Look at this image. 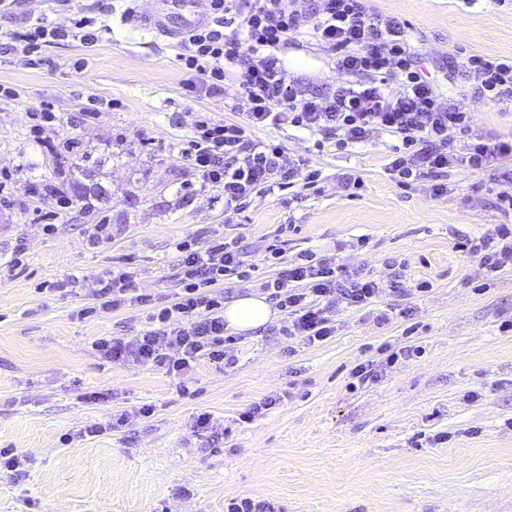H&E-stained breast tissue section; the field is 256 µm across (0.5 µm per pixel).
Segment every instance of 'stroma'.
<instances>
[{
  "label": "stroma",
  "mask_w": 512,
  "mask_h": 512,
  "mask_svg": "<svg viewBox=\"0 0 512 512\" xmlns=\"http://www.w3.org/2000/svg\"><path fill=\"white\" fill-rule=\"evenodd\" d=\"M411 29L421 67L444 100L471 113L486 139L512 136V104L477 95L462 74L473 54L512 56V0H362ZM95 44L50 48L54 65L27 69L0 62V177L18 174L21 189L0 205V448L28 457L14 484L0 475V512H17L19 494L39 512H224L233 497L267 500L279 512H512V271L485 276L459 248L507 222L497 192L512 188V158L473 173L449 167L448 192L428 182L404 189L386 174L393 139L375 133L351 152H319L307 131L261 130L304 159L294 187L255 195L242 215L226 220L217 191L182 148L186 113H232L220 99L183 93L176 45L121 17ZM86 58L84 74L65 64ZM280 57L303 89L348 82L333 53L313 41L292 42ZM114 100L83 121L87 98ZM51 103L62 122L43 142L30 134L28 109ZM78 141L87 157L84 184L95 209L70 207L54 231L41 217L51 197L24 191L32 181L71 192ZM319 178L306 188L309 170ZM364 186L346 190V179ZM106 221L111 241L89 244V225ZM233 241L253 260L281 241L287 258L315 251L347 270L364 269L395 282L381 305L409 307L412 320L379 326L363 310L336 314V333L307 345L288 336V312L274 309L265 326L238 332L227 352L234 364L200 361L188 393L176 377L149 366H121L92 347L101 336H139L145 312L130 308L77 321L91 305L99 276L135 268L142 293L179 286L178 242ZM19 265H12V258ZM70 275L85 286L63 295L50 283ZM431 289L422 293L420 282ZM419 346L420 356L386 364L385 348ZM376 379L352 386L362 362ZM100 393L97 402L87 393ZM276 405L248 424L240 413L263 398ZM152 404V417L139 416ZM214 429L195 433L196 414ZM126 413V425L98 437L87 427ZM447 432L451 439L432 443Z\"/></svg>",
  "instance_id": "35a3bbf8"
}]
</instances>
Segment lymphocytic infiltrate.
<instances>
[{
  "mask_svg": "<svg viewBox=\"0 0 512 512\" xmlns=\"http://www.w3.org/2000/svg\"><path fill=\"white\" fill-rule=\"evenodd\" d=\"M246 11H239V2ZM56 21L36 20L0 34V58L38 69L46 65L47 47L72 39L88 44L109 32L112 0H93L89 10L72 0H54ZM310 38L336 53L339 73L357 75L352 85L306 92L282 66L279 52L288 42ZM187 96L202 99L232 96L241 119H215L209 112L189 115L185 154L210 186L224 195V210L239 214L261 190L292 187L302 159L288 156L272 140L255 138L256 130L291 126L317 134L316 149L334 144L348 151L383 131L395 143L384 169L403 187L432 178V191L449 165L480 171L491 162L512 157V141L472 136L473 118L455 104L442 103L417 68V53L408 26L397 18L367 10L361 0H318L300 10L296 0H210L209 20L182 41L176 56ZM465 75L484 98L512 101V56L472 55ZM179 290L174 295L138 293L131 270L100 280L95 308L77 309L74 319L90 312H116L128 306L147 309L148 328L135 341L120 336L98 338L94 347L109 361L148 365L185 376L201 359L226 360L224 295L226 279L251 282L258 269L237 247L221 239L205 247L178 243ZM486 273L512 269V225L498 224L470 245ZM264 260L278 266L276 279L263 283L279 308L292 315L289 335L313 344L336 332L337 310L377 304L384 288L370 273L347 272L332 260L302 255L287 262L279 245H269Z\"/></svg>",
  "mask_w": 512,
  "mask_h": 512,
  "instance_id": "f902f5d3",
  "label": "lymphocytic infiltrate"
}]
</instances>
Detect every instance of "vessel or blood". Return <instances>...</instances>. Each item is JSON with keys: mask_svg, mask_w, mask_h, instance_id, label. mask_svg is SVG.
Instances as JSON below:
<instances>
[{"mask_svg": "<svg viewBox=\"0 0 512 512\" xmlns=\"http://www.w3.org/2000/svg\"><path fill=\"white\" fill-rule=\"evenodd\" d=\"M208 18L207 0H153L152 7L138 13L137 22L147 33L178 42Z\"/></svg>", "mask_w": 512, "mask_h": 512, "instance_id": "b4317fda", "label": "vessel or blood"}]
</instances>
